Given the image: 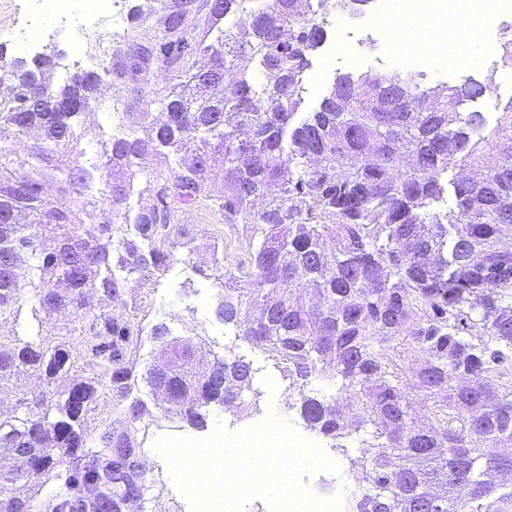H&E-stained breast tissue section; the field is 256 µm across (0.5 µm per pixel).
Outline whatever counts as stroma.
Instances as JSON below:
<instances>
[{
  "mask_svg": "<svg viewBox=\"0 0 512 512\" xmlns=\"http://www.w3.org/2000/svg\"><path fill=\"white\" fill-rule=\"evenodd\" d=\"M29 0H0V55L6 60L17 57L31 59V52L17 53L13 43L7 38L9 30L24 25L29 18ZM376 9L368 7L361 18L338 15L337 28L349 32L346 41L336 43L335 61L326 64L320 54H313L312 64L306 71L305 92L301 104L302 111L315 108L322 96L331 88L335 78L341 74L359 75L372 71L377 73H394L412 71L417 73L421 87L428 88L437 84L448 86H465L473 82L487 85V92L476 99L466 102L463 109L467 112L482 113L487 125H494L498 112L512 101V69L498 70L482 76H475L468 71H453L448 65L425 58L413 59L411 65L401 64L407 49L406 44L391 43L380 37L376 24ZM106 28L104 20L89 23L79 43L66 39V30L56 21L47 22L48 33L38 47L39 52H56L57 72L65 76L76 72L92 70L94 63L91 56L96 51V38ZM183 224L187 225L191 239L177 246L180 263L174 264L159 276L153 277L148 290L132 289L125 299L129 307H137L142 299H149L151 306L147 319L151 322H171V314H178L179 322H171L176 334H183L185 325H193L197 334L203 336L209 349L222 350L229 341L230 329L216 318L215 302L204 296L202 289L205 278L189 277L183 266L186 259H193L201 267L210 263L207 249L215 241H223L224 251L233 257L235 266L248 268L249 256L243 237L237 229L222 223L219 215L204 207H198L184 213ZM239 354L252 360L257 373L253 388L259 391V405L242 412H215L208 421L206 435L221 432L223 436L235 437L245 433L250 427L267 422L270 410H278L288 420L289 429L306 432L307 426L297 410L288 408V383L283 380L271 361L248 344H240ZM194 429L178 426L174 422H162L155 428L145 443V453L150 460L147 474V488L139 512H194L185 494L184 488L173 478L168 461L158 454L155 445L165 437L194 436Z\"/></svg>",
  "mask_w": 512,
  "mask_h": 512,
  "instance_id": "obj_1",
  "label": "stroma"
}]
</instances>
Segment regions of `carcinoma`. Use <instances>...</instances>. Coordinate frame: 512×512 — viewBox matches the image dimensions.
I'll use <instances>...</instances> for the list:
<instances>
[{
	"label": "carcinoma",
	"instance_id": "carcinoma-1",
	"mask_svg": "<svg viewBox=\"0 0 512 512\" xmlns=\"http://www.w3.org/2000/svg\"><path fill=\"white\" fill-rule=\"evenodd\" d=\"M312 8L144 0L100 69L56 81L45 54L0 79V325H13L0 390L16 397L0 411L16 472L0 512H118L142 493L146 471L126 461L150 425L202 430L214 410L247 409L252 363L203 364V337L163 321L149 336L165 360L140 368L145 306L121 301L179 261L181 215L202 205L242 229L249 255L244 274L191 266L217 319L288 380L311 430L339 441L371 426L351 459L355 512H512V102L486 133L459 108L488 86L365 72L300 117L326 34ZM103 85L116 106L87 158L76 145ZM133 92L160 111H131ZM69 308L82 318L62 337L51 315ZM32 375L38 396L21 385ZM314 378L325 389L311 395ZM107 398L96 431L88 415Z\"/></svg>",
	"mask_w": 512,
	"mask_h": 512
}]
</instances>
